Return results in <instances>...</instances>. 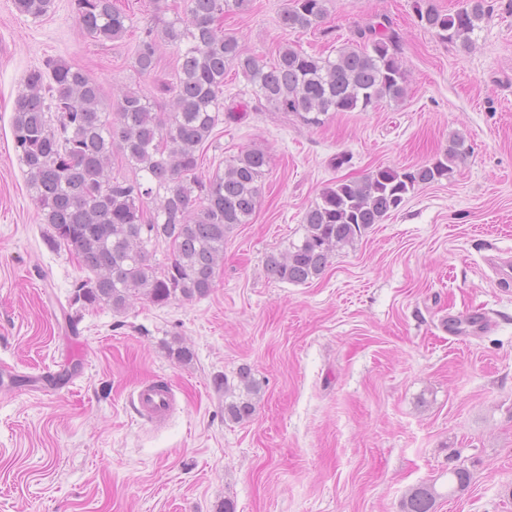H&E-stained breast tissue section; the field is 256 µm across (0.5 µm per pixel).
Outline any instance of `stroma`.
Here are the masks:
<instances>
[{
    "label": "stroma",
    "mask_w": 512,
    "mask_h": 512,
    "mask_svg": "<svg viewBox=\"0 0 512 512\" xmlns=\"http://www.w3.org/2000/svg\"><path fill=\"white\" fill-rule=\"evenodd\" d=\"M177 0H120L124 38L84 37L75 0L46 16L0 0V512H402L409 491L434 485L435 512H512V0H489L465 51L421 27L415 0H329L324 22L282 28L286 0H252L224 17L251 54L291 45L335 55L390 19L407 73L402 103L339 112L310 127L257 108L242 73L224 77L227 119L201 153L209 177L241 151L271 157L251 223L224 241L211 292L120 313L72 296L87 273L44 237L14 150L11 118L26 74L62 59L111 105L134 86L168 100L177 54L161 46L154 75L131 68L138 37L161 28ZM470 151L447 179L425 185L323 274L294 285L265 258L302 233L328 184L380 167L434 162L454 135ZM483 326L448 335L449 317ZM180 340L194 357L171 359ZM249 367L261 390L252 417L224 418L225 388ZM161 377L179 406L159 429L130 406ZM467 468L464 491L448 470Z\"/></svg>",
    "instance_id": "stroma-1"
}]
</instances>
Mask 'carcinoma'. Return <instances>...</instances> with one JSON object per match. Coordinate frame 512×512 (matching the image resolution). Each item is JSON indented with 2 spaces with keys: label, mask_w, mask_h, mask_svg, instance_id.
<instances>
[{
  "label": "carcinoma",
  "mask_w": 512,
  "mask_h": 512,
  "mask_svg": "<svg viewBox=\"0 0 512 512\" xmlns=\"http://www.w3.org/2000/svg\"><path fill=\"white\" fill-rule=\"evenodd\" d=\"M328 0H289L279 23L309 30L328 13ZM249 0H183L180 12L159 31L149 28L136 44L132 69L154 73L160 44L179 58L174 79L164 86L167 112L135 88L119 95L113 111L100 109L99 85L80 67L49 61L34 69L14 102L12 136L17 160L42 223L46 240L65 247L89 273L75 292L83 308L121 312L131 301L164 305L207 296L224 259V238L251 223L260 201L270 156L247 149L207 179L198 175L199 152L224 116V75L241 72L258 105L321 125L338 112H366L383 99L400 102L407 75L392 35L374 33L364 47L347 46L319 57L282 46L268 62L248 54L224 32V14L242 11ZM19 13L38 20L52 0H14ZM82 32L104 45L122 38L129 16L116 0H76ZM418 21L440 39L472 46V34L490 14L487 0H463L448 13L429 0H416ZM468 151L465 139L451 140L443 157L407 169L378 168L364 180H338L322 190L303 216V233L283 252L266 256L274 279L305 284L319 277L339 247L397 210L416 187L448 177ZM121 154L135 179L112 174ZM166 262H152L159 242ZM245 397L224 406L240 423L254 413L259 385L251 369L239 372ZM464 468L448 470V495L465 487ZM438 493L431 484L412 488L404 512H434Z\"/></svg>",
  "instance_id": "1"
}]
</instances>
